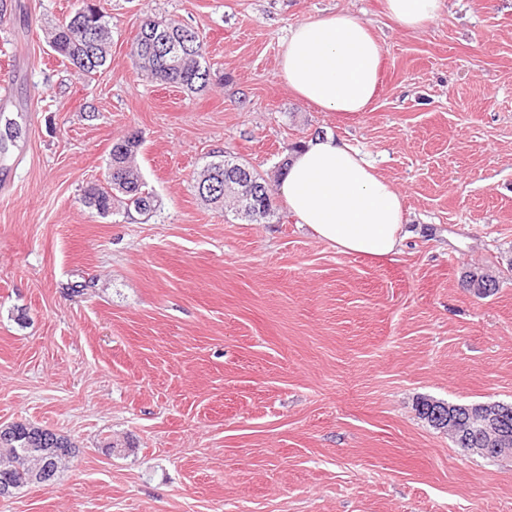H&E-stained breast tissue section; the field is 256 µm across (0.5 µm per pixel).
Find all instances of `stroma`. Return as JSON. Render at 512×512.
<instances>
[{
  "label": "stroma",
  "mask_w": 512,
  "mask_h": 512,
  "mask_svg": "<svg viewBox=\"0 0 512 512\" xmlns=\"http://www.w3.org/2000/svg\"><path fill=\"white\" fill-rule=\"evenodd\" d=\"M75 2L0 0V426L76 447L0 512H512V460L415 410L512 403V0H444L416 30L384 0H100L112 49L90 77L47 43ZM329 11L383 48L344 121L277 75L290 27ZM148 16L199 32L204 92L141 75ZM132 132L160 206L99 216L83 193ZM325 133L401 192L400 254L339 252L279 198L261 224L199 199L212 156L272 180ZM475 269L493 295L465 287Z\"/></svg>",
  "instance_id": "obj_1"
}]
</instances>
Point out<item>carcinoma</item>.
<instances>
[{"label": "carcinoma", "instance_id": "carcinoma-1", "mask_svg": "<svg viewBox=\"0 0 512 512\" xmlns=\"http://www.w3.org/2000/svg\"><path fill=\"white\" fill-rule=\"evenodd\" d=\"M51 48L66 58L81 75H91L106 65L112 47V26L104 8L92 0H79L73 11L56 23L48 34ZM180 43L178 59L164 53L167 43ZM136 65L151 80L189 92L204 90L209 84L210 67L204 57L203 41L197 31L175 22L146 18L131 47ZM141 145L137 135L113 144L108 162L107 184L91 185L82 202L105 217L121 203L140 213L156 212L158 200L143 190L144 182L136 165ZM196 191L207 205L224 207L231 199L234 212L251 223L261 224L273 216L271 183L263 175L222 154L205 165L196 178ZM465 286L482 296L499 288L498 278L485 271L471 273ZM459 448L481 447L482 437L468 419L460 418L449 431ZM75 453L67 438L49 429L18 423L0 431V497L35 483L37 472L47 467L57 474L60 465Z\"/></svg>", "mask_w": 512, "mask_h": 512}]
</instances>
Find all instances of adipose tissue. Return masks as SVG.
<instances>
[{
    "instance_id": "adipose-tissue-1",
    "label": "adipose tissue",
    "mask_w": 512,
    "mask_h": 512,
    "mask_svg": "<svg viewBox=\"0 0 512 512\" xmlns=\"http://www.w3.org/2000/svg\"><path fill=\"white\" fill-rule=\"evenodd\" d=\"M442 2L385 0V6L400 27L415 29L434 19ZM381 58V45L359 18L329 12L289 30L278 76L295 96L342 121L372 105ZM275 192L298 223L341 252L387 258L405 241L400 193L337 136L315 137L292 153Z\"/></svg>"
}]
</instances>
